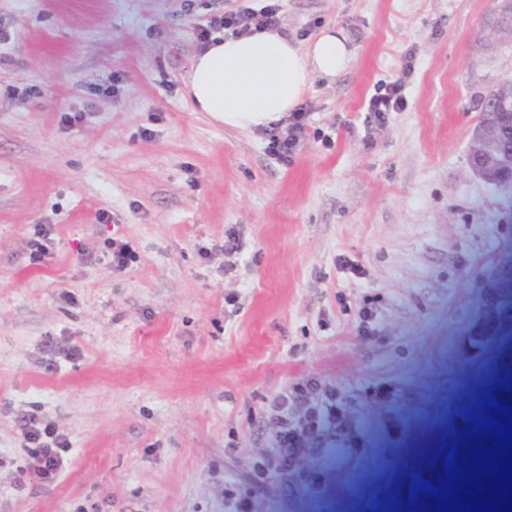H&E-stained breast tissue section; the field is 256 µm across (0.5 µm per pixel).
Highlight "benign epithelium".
I'll return each mask as SVG.
<instances>
[{"instance_id":"obj_1","label":"benign epithelium","mask_w":512,"mask_h":512,"mask_svg":"<svg viewBox=\"0 0 512 512\" xmlns=\"http://www.w3.org/2000/svg\"><path fill=\"white\" fill-rule=\"evenodd\" d=\"M512 114V80L502 81L481 102L471 166L490 184H512V149L502 146L503 118Z\"/></svg>"}]
</instances>
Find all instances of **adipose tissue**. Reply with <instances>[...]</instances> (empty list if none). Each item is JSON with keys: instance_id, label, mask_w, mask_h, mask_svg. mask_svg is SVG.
I'll return each instance as SVG.
<instances>
[{"instance_id": "obj_1", "label": "adipose tissue", "mask_w": 512, "mask_h": 512, "mask_svg": "<svg viewBox=\"0 0 512 512\" xmlns=\"http://www.w3.org/2000/svg\"><path fill=\"white\" fill-rule=\"evenodd\" d=\"M351 57L336 29L321 31L304 46L268 31L229 37L194 60L185 92L196 111L225 126L266 127L298 105L313 74L336 77Z\"/></svg>"}]
</instances>
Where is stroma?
<instances>
[{"mask_svg": "<svg viewBox=\"0 0 512 512\" xmlns=\"http://www.w3.org/2000/svg\"><path fill=\"white\" fill-rule=\"evenodd\" d=\"M280 5L290 41L336 28L354 53L313 76L287 164L184 93L198 26L233 0H0V512H326L360 472L428 512L414 489L477 446L472 405L512 404V186L469 163L481 98L512 78L497 0ZM400 78L406 108L366 122ZM116 235L138 255L120 272ZM310 378L360 433L292 492L269 404ZM25 414L71 443L52 482Z\"/></svg>", "mask_w": 512, "mask_h": 512, "instance_id": "stroma-1", "label": "stroma"}]
</instances>
